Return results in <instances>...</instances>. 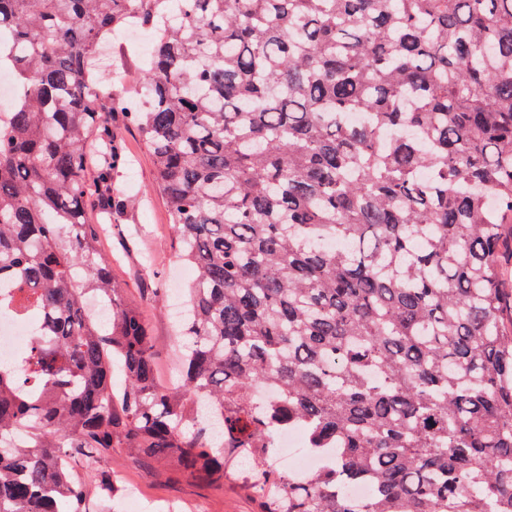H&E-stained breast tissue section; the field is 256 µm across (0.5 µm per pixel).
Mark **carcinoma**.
<instances>
[{"label":"carcinoma","mask_w":512,"mask_h":512,"mask_svg":"<svg viewBox=\"0 0 512 512\" xmlns=\"http://www.w3.org/2000/svg\"><path fill=\"white\" fill-rule=\"evenodd\" d=\"M134 18L133 112L97 52ZM3 35L0 279L45 333L0 365V512H107L69 464L114 448L222 485L226 447L256 512H512V0H0ZM116 112L195 272L170 384L85 217ZM291 426L311 475L270 464Z\"/></svg>","instance_id":"1"}]
</instances>
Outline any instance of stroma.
Segmentation results:
<instances>
[{"label": "stroma", "mask_w": 512, "mask_h": 512, "mask_svg": "<svg viewBox=\"0 0 512 512\" xmlns=\"http://www.w3.org/2000/svg\"><path fill=\"white\" fill-rule=\"evenodd\" d=\"M151 48V40L135 42L116 35L101 52L100 62L110 71L114 90L122 93L130 106L139 104L137 90ZM111 129L125 158L113 178L112 190L116 197L127 200L128 206L102 235L101 245L112 256V273L122 285L126 301L139 307L148 322L159 377L166 381L176 374L182 289L194 272L178 259L167 208L154 186L152 158L137 127L117 114ZM98 468L138 485L147 497L192 504L199 512H256L238 466L228 469L220 487L175 477L167 466L143 463L122 449L102 457Z\"/></svg>", "instance_id": "obj_1"}]
</instances>
